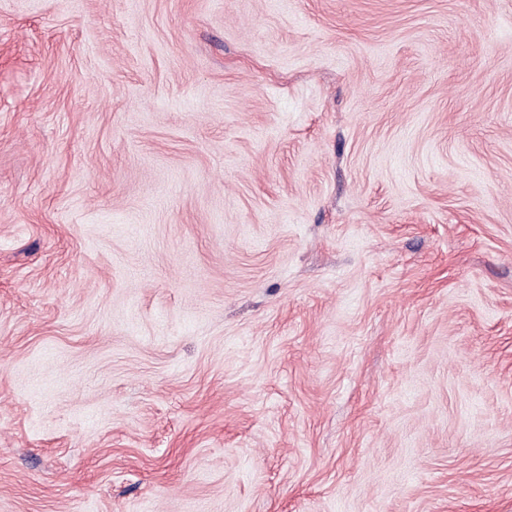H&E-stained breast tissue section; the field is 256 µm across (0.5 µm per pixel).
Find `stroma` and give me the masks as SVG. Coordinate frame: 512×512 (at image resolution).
<instances>
[{
    "instance_id": "obj_1",
    "label": "stroma",
    "mask_w": 512,
    "mask_h": 512,
    "mask_svg": "<svg viewBox=\"0 0 512 512\" xmlns=\"http://www.w3.org/2000/svg\"><path fill=\"white\" fill-rule=\"evenodd\" d=\"M0 512H512V0H0Z\"/></svg>"
}]
</instances>
